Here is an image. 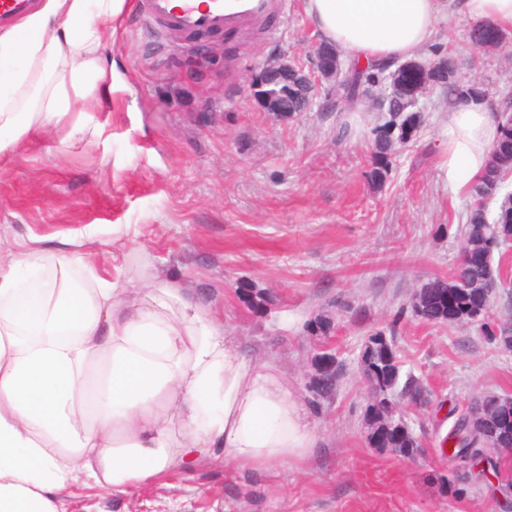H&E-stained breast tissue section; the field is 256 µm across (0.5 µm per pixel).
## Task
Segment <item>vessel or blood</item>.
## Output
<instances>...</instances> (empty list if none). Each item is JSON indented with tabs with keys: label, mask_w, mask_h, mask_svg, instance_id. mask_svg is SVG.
<instances>
[{
	"label": "vessel or blood",
	"mask_w": 512,
	"mask_h": 512,
	"mask_svg": "<svg viewBox=\"0 0 512 512\" xmlns=\"http://www.w3.org/2000/svg\"><path fill=\"white\" fill-rule=\"evenodd\" d=\"M145 21L185 36L239 31L281 11L283 0H140Z\"/></svg>",
	"instance_id": "vessel-or-blood-1"
}]
</instances>
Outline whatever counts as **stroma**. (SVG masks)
<instances>
[{"label": "stroma", "instance_id": "1", "mask_svg": "<svg viewBox=\"0 0 512 512\" xmlns=\"http://www.w3.org/2000/svg\"><path fill=\"white\" fill-rule=\"evenodd\" d=\"M286 2L264 31L225 38L163 33L129 9L106 48L112 109L85 115L101 135L67 139L65 119L0 168V259L76 249L121 286L173 282L311 405L316 444L302 464L269 473L228 470L218 451L118 497L79 480L65 512H512L500 492L512 465L455 494L440 450L453 410L512 396V352L477 325L400 312L459 260L473 197L448 187L451 108L439 91L420 97L424 123L373 186L377 117L368 109L362 127L351 124L341 86L323 81L311 111L285 120L251 94L278 55L310 64L316 36L301 0ZM471 27L462 17L441 25L419 60L455 46L463 81L496 99L512 94V28L505 48L476 51ZM319 317L331 321L327 334L310 328ZM378 331L430 394L424 408L399 402L419 444L410 457L365 438L373 394L359 358ZM323 351L340 377L317 409L308 386Z\"/></svg>", "mask_w": 512, "mask_h": 512}]
</instances>
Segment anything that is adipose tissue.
<instances>
[{
    "mask_svg": "<svg viewBox=\"0 0 512 512\" xmlns=\"http://www.w3.org/2000/svg\"><path fill=\"white\" fill-rule=\"evenodd\" d=\"M127 0H39L0 28V162L55 119L110 104L105 57ZM321 41L359 66L401 61L456 15L512 27V0H303ZM498 119L448 117V186L483 173ZM316 442L307 410L249 360L209 310L165 282L129 290L82 257L41 250L0 264V512H60L83 478L112 495L192 468L273 472Z\"/></svg>",
    "mask_w": 512,
    "mask_h": 512,
    "instance_id": "obj_1",
    "label": "adipose tissue"
}]
</instances>
